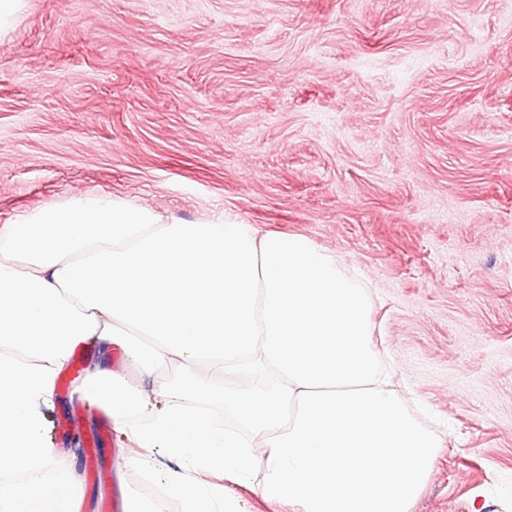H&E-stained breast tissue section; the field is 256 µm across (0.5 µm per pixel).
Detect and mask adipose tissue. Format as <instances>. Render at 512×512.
<instances>
[{"label": "adipose tissue", "mask_w": 512, "mask_h": 512, "mask_svg": "<svg viewBox=\"0 0 512 512\" xmlns=\"http://www.w3.org/2000/svg\"><path fill=\"white\" fill-rule=\"evenodd\" d=\"M370 312L357 278L300 235L166 222L101 195L17 214L0 225V512H77L44 408L86 341L82 392L182 512H242L248 484L293 512H410L442 440L382 371ZM117 352L133 374L113 369ZM167 365L184 373L171 386L153 379ZM214 370L251 385L216 393ZM218 395L236 428L203 414Z\"/></svg>", "instance_id": "ef3b65f1"}]
</instances>
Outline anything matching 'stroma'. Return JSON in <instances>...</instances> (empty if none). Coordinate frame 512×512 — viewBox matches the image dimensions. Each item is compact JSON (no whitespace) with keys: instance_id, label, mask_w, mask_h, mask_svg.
Here are the masks:
<instances>
[{"instance_id":"1","label":"stroma","mask_w":512,"mask_h":512,"mask_svg":"<svg viewBox=\"0 0 512 512\" xmlns=\"http://www.w3.org/2000/svg\"><path fill=\"white\" fill-rule=\"evenodd\" d=\"M307 237L443 439L411 512H512V0H23L0 30V225L74 194ZM47 413L81 512L138 449L75 389ZM106 426L71 456L67 417Z\"/></svg>"}]
</instances>
